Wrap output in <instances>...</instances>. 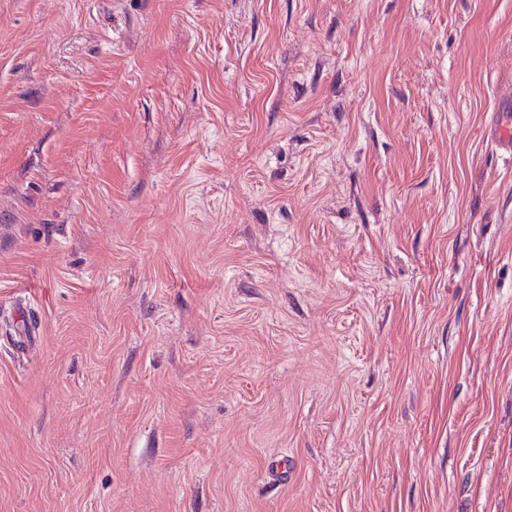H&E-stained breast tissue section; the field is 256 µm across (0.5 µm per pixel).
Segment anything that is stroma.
Listing matches in <instances>:
<instances>
[{
  "label": "stroma",
  "mask_w": 512,
  "mask_h": 512,
  "mask_svg": "<svg viewBox=\"0 0 512 512\" xmlns=\"http://www.w3.org/2000/svg\"><path fill=\"white\" fill-rule=\"evenodd\" d=\"M512 0H0V512H512ZM494 112L488 137L496 153L512 159V98L499 100Z\"/></svg>",
  "instance_id": "35a3bbf8"
}]
</instances>
